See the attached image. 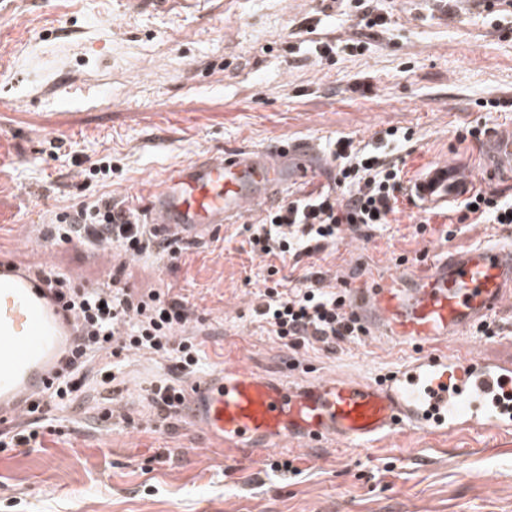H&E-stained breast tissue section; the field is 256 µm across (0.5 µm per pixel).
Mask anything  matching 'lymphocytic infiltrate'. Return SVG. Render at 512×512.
I'll return each instance as SVG.
<instances>
[{"label": "lymphocytic infiltrate", "instance_id": "f902f5d3", "mask_svg": "<svg viewBox=\"0 0 512 512\" xmlns=\"http://www.w3.org/2000/svg\"><path fill=\"white\" fill-rule=\"evenodd\" d=\"M412 139V130L396 127L385 129L372 143L347 135L337 137L330 148L336 164L333 187L269 209L259 223L247 225L251 253L297 260L336 243L343 232L367 238L379 226L393 223L406 197L407 180L388 147ZM448 221L451 228L446 235L450 238L457 224H512V200L478 187ZM51 234L57 242L113 247L132 257L157 254L175 260L188 250L187 244L146 223L138 208L113 201L108 194L63 215ZM43 279L65 307L75 312L79 325L58 378L31 404V420L14 430L12 445L36 442L49 407L77 399L85 385V369L98 352L117 356L129 350H148L165 356L171 378L152 385L149 396L160 418L182 411L184 395L174 380L195 373L199 352L197 345L181 334L191 319L182 297L153 291L138 298L120 287L115 276L97 287L51 270L44 272ZM258 298L257 315L273 336L291 345L312 339L332 349L337 342L360 333L347 311L348 290H325L319 279L308 278L306 284L285 291L268 286Z\"/></svg>", "mask_w": 512, "mask_h": 512}]
</instances>
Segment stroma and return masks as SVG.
I'll use <instances>...</instances> for the list:
<instances>
[{"label":"stroma","mask_w":512,"mask_h":512,"mask_svg":"<svg viewBox=\"0 0 512 512\" xmlns=\"http://www.w3.org/2000/svg\"><path fill=\"white\" fill-rule=\"evenodd\" d=\"M369 11L383 25L364 27ZM316 41L337 45L333 59L314 54ZM494 98L506 108H483ZM510 123L512 0H0V255L88 286L119 268L132 293L171 289L192 309L202 374L239 363L373 378L409 350L368 336L333 350L286 345L254 314L269 267L289 287L311 271L323 288H362L372 272L402 274L420 254L470 248L501 225L465 224L450 240L439 224L420 234V213L404 202L371 239L348 233L297 263L250 254L241 226L264 217L262 204L176 260L46 246L44 226L105 192L146 206L168 172L235 145L323 147L404 127L414 139L400 156L413 177L444 157L480 168L476 143L458 144V133ZM104 156L110 177L90 175ZM463 343L512 362V306L493 333L470 331L448 348ZM108 363L109 389L97 376ZM165 365L147 351L98 353L82 396L52 409L37 445L0 448V512H512V451L468 432L225 457L186 417L157 422L148 390Z\"/></svg>","instance_id":"1"}]
</instances>
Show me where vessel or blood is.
Here are the masks:
<instances>
[{"label": "vessel or blood", "mask_w": 512, "mask_h": 512, "mask_svg": "<svg viewBox=\"0 0 512 512\" xmlns=\"http://www.w3.org/2000/svg\"><path fill=\"white\" fill-rule=\"evenodd\" d=\"M482 159L487 174L512 175V125L485 141ZM331 170L310 140L236 147L169 172L147 206L162 233L199 241L236 223L248 208ZM476 182L467 165L439 160L424 167L407 192L420 209H445L466 200ZM510 300L512 242L438 249L425 274L376 272L351 296L358 324L409 347L413 358L375 379L287 380L240 365L221 367L192 380L189 417L240 458L288 442L369 448L406 430L508 437L512 363L484 359L470 347L451 353L446 345L489 324ZM74 332L73 313L42 277L0 259V419L26 421L31 402L54 381Z\"/></svg>", "instance_id": "vessel-or-blood-1"}]
</instances>
